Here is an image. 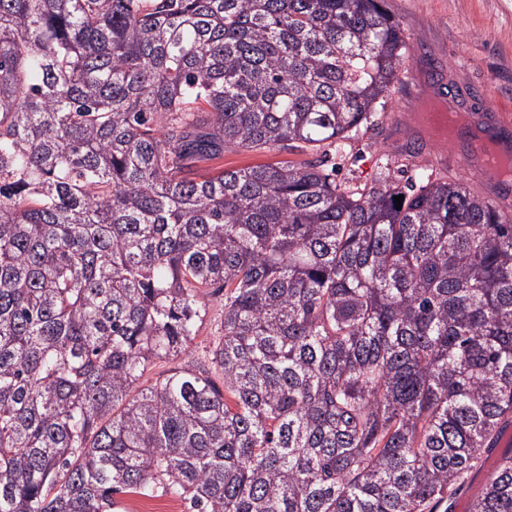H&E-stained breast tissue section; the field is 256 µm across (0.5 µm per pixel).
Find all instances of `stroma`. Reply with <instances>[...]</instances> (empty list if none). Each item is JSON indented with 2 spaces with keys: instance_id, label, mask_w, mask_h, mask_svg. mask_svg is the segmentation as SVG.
I'll list each match as a JSON object with an SVG mask.
<instances>
[{
  "instance_id": "35a3bbf8",
  "label": "stroma",
  "mask_w": 512,
  "mask_h": 512,
  "mask_svg": "<svg viewBox=\"0 0 512 512\" xmlns=\"http://www.w3.org/2000/svg\"><path fill=\"white\" fill-rule=\"evenodd\" d=\"M409 44L402 65L374 125L362 128L346 151L328 155L338 182L373 185L380 165L390 163L399 180L416 178L425 169L435 176L461 180L490 202L502 199V188L468 154L463 137L440 142L419 132L413 116L434 87L429 63L444 70L447 105L467 114L471 123L512 137V0H387ZM305 152L282 146L250 151L225 150L204 163L205 171L240 169L278 161L308 160ZM207 314L183 355V363L220 381L211 351L223 334L224 296H209Z\"/></svg>"
}]
</instances>
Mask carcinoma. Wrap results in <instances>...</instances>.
<instances>
[{
  "label": "carcinoma",
  "instance_id": "obj_1",
  "mask_svg": "<svg viewBox=\"0 0 512 512\" xmlns=\"http://www.w3.org/2000/svg\"><path fill=\"white\" fill-rule=\"evenodd\" d=\"M384 0H0V512H433L512 423V214L341 152ZM401 195L396 208L394 197ZM224 289L219 388L175 367ZM469 512H512V452ZM321 151L316 155L311 151L299 152L289 151L278 145L273 148L250 151L242 148H233L224 151V157L202 164V170L211 172L214 168L219 169H240L257 164L271 163L278 161L303 162L305 160L318 157ZM125 510L121 512H191L187 501L157 492L154 497L120 495Z\"/></svg>",
  "mask_w": 512,
  "mask_h": 512
}]
</instances>
